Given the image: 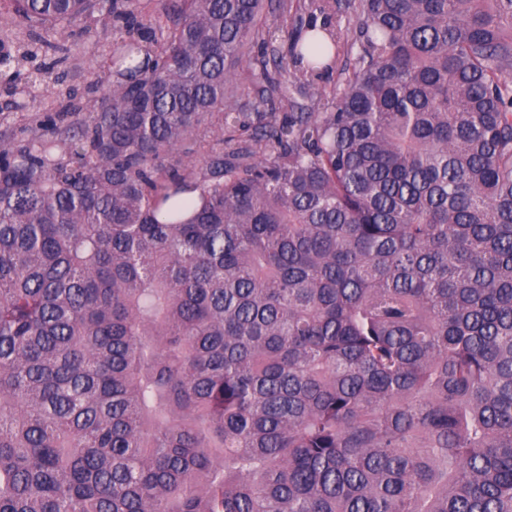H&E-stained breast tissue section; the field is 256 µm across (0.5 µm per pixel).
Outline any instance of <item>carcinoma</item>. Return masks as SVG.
Wrapping results in <instances>:
<instances>
[{"label":"carcinoma","instance_id":"obj_1","mask_svg":"<svg viewBox=\"0 0 512 512\" xmlns=\"http://www.w3.org/2000/svg\"><path fill=\"white\" fill-rule=\"evenodd\" d=\"M10 2L0 512H512V0H357L324 104L310 23L256 126L265 0ZM83 26H89L87 34L69 37L70 42H74L76 45L75 49L78 59L75 62L68 63L66 66L56 68L52 75V78L63 75L65 83L76 89L79 93H83L86 89L89 67L98 66L102 60V45L121 40L118 32H103L100 29H95V26L89 21H82L73 29L79 31L78 27ZM64 68L69 70H65V74H63ZM57 73L59 75H56ZM266 85L265 77L258 67L255 70L245 71L239 79V89L234 102L235 112H246V120L253 125H257L259 121V115L255 112H267V108H257L255 105ZM32 108L26 107L22 111L12 109L11 112H0V133H16L20 136L21 130L32 124L38 112H32Z\"/></svg>","mask_w":512,"mask_h":512}]
</instances>
